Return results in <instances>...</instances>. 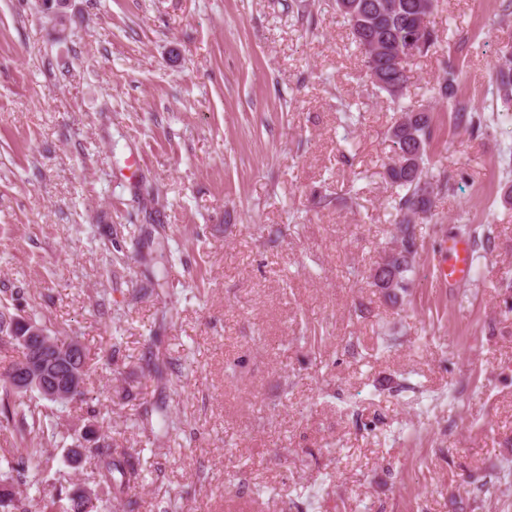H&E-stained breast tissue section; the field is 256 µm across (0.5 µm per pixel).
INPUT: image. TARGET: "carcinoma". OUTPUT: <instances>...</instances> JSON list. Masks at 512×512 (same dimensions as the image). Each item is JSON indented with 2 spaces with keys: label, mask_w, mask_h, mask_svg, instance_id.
I'll list each match as a JSON object with an SVG mask.
<instances>
[{
  "label": "carcinoma",
  "mask_w": 512,
  "mask_h": 512,
  "mask_svg": "<svg viewBox=\"0 0 512 512\" xmlns=\"http://www.w3.org/2000/svg\"><path fill=\"white\" fill-rule=\"evenodd\" d=\"M438 7V0H336V11L350 26L354 42L364 55L372 84L387 93L395 102L401 100L408 76L402 60L414 55H426L438 45L436 31L427 18ZM456 69L449 68L447 76L438 82L435 94L440 99H451L456 92ZM488 93L501 102L504 117L512 112V48L501 51L500 64L495 66ZM404 120L388 130V137L396 149V159L386 170L388 179L401 193L392 200L398 215L417 216L431 214L434 205V186L428 177V151L432 136V117L426 110L402 109ZM451 124L480 133L489 127L490 118L484 112L467 106L452 110ZM415 231L409 240L399 239L390 249L391 259L383 269L380 280L374 281L388 297L407 293L414 273L417 253ZM21 392L9 386L0 374V427L8 425L20 433L37 428L42 433L53 432L46 422L48 415L38 407L17 400ZM77 447L82 453L70 451L71 462L76 464L84 455L94 460L93 482L109 494L122 495L139 473L124 453H116L105 442ZM7 485L0 486V512H28L24 500L16 497L8 484L51 469L52 459L42 448H14L5 459ZM36 492L43 495L44 512H58L62 490L46 492L39 483L31 481ZM68 504L63 512H102L101 498L67 494Z\"/></svg>",
  "instance_id": "1"
}]
</instances>
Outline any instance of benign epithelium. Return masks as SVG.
<instances>
[{
    "mask_svg": "<svg viewBox=\"0 0 512 512\" xmlns=\"http://www.w3.org/2000/svg\"><path fill=\"white\" fill-rule=\"evenodd\" d=\"M7 327L3 331L17 335L18 329L25 334L20 342L27 356L14 370L10 371L9 381L16 390H35L42 396L59 404H68L78 397L83 389V375L72 369L69 359L82 353L78 340L70 342L64 352L55 350L48 339L45 327L29 317H7Z\"/></svg>",
    "mask_w": 512,
    "mask_h": 512,
    "instance_id": "7a95c632",
    "label": "benign epithelium"
}]
</instances>
